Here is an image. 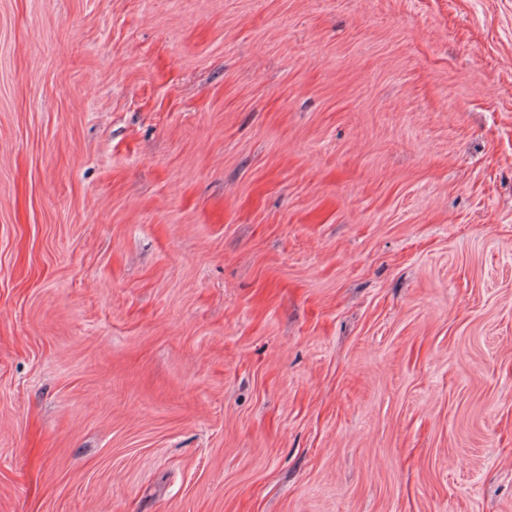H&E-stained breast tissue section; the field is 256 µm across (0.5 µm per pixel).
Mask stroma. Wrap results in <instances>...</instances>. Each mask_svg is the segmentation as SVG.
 I'll return each instance as SVG.
<instances>
[{
    "mask_svg": "<svg viewBox=\"0 0 512 512\" xmlns=\"http://www.w3.org/2000/svg\"><path fill=\"white\" fill-rule=\"evenodd\" d=\"M0 512H512V0H0Z\"/></svg>",
    "mask_w": 512,
    "mask_h": 512,
    "instance_id": "obj_1",
    "label": "stroma"
}]
</instances>
